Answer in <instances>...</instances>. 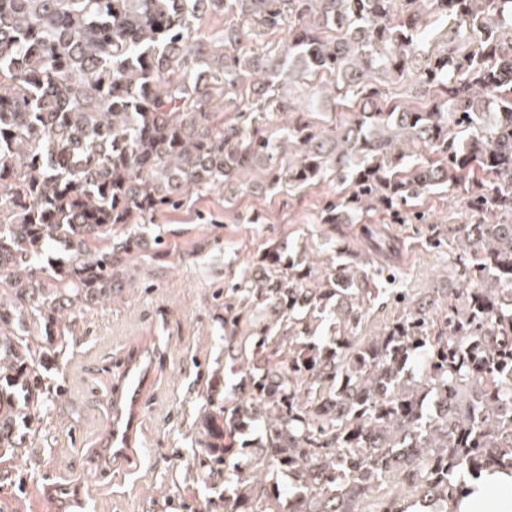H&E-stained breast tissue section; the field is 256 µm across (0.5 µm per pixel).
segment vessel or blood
Instances as JSON below:
<instances>
[{
  "mask_svg": "<svg viewBox=\"0 0 512 512\" xmlns=\"http://www.w3.org/2000/svg\"><path fill=\"white\" fill-rule=\"evenodd\" d=\"M151 376V357L139 351L127 358L113 384L108 396V429L102 446L93 451L101 475H109L115 467L135 462V445L142 427V392Z\"/></svg>",
  "mask_w": 512,
  "mask_h": 512,
  "instance_id": "vessel-or-blood-1",
  "label": "vessel or blood"
}]
</instances>
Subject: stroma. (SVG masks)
I'll return each instance as SVG.
<instances>
[{"instance_id":"obj_1","label":"stroma","mask_w":512,"mask_h":512,"mask_svg":"<svg viewBox=\"0 0 512 512\" xmlns=\"http://www.w3.org/2000/svg\"><path fill=\"white\" fill-rule=\"evenodd\" d=\"M240 182L231 194L219 187L189 191L181 208L156 213L148 230L162 232L166 253L132 254L119 292L72 318L71 344L49 370L64 394L43 409L32 447L0 480V512H72L74 494L85 498L86 512H201L206 490L195 421L206 379L224 363L216 332L224 288L248 271L253 253L270 239L328 257L336 231L321 223V213L343 193L332 178L262 190L252 175ZM418 209L419 223L396 224L378 210L365 222L389 225L403 241L396 285L420 296L448 276L447 254L425 248L424 240L470 223L471 213L462 192L423 195ZM146 336L155 339L157 377L142 400L139 467L117 469L99 482L91 450L107 426L102 400L128 346Z\"/></svg>"}]
</instances>
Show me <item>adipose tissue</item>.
<instances>
[{"label": "adipose tissue", "mask_w": 512, "mask_h": 512, "mask_svg": "<svg viewBox=\"0 0 512 512\" xmlns=\"http://www.w3.org/2000/svg\"><path fill=\"white\" fill-rule=\"evenodd\" d=\"M444 512H512V470H486L468 479L445 504Z\"/></svg>", "instance_id": "obj_1"}]
</instances>
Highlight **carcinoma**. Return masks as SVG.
<instances>
[{"instance_id":"carcinoma-1","label":"carcinoma","mask_w":512,"mask_h":512,"mask_svg":"<svg viewBox=\"0 0 512 512\" xmlns=\"http://www.w3.org/2000/svg\"><path fill=\"white\" fill-rule=\"evenodd\" d=\"M425 11L479 39L427 56L410 108L377 77L412 78ZM211 12L297 23L274 60L248 54L249 26L197 33ZM239 96L261 116L215 125ZM320 103L351 117L318 132L304 116ZM281 113L299 118L266 134ZM249 171L347 185L321 221L362 225L368 251L340 239L324 264L269 245L224 289V370L195 438L224 512H284L285 494L298 512H405V490L439 512L467 478L512 469V0H0V477L49 401L63 316L111 299L130 252H164L155 213ZM439 188L466 193L472 221L425 241L458 287L418 299L393 287L392 232L363 218ZM380 299L402 314L358 335Z\"/></svg>"}]
</instances>
